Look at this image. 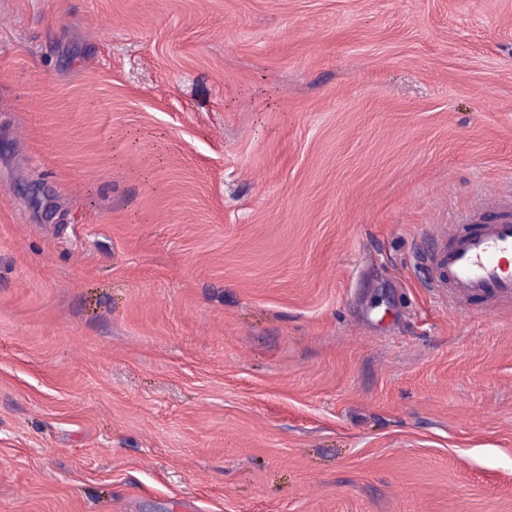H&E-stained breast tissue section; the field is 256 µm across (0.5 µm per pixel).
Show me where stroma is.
<instances>
[{
	"mask_svg": "<svg viewBox=\"0 0 512 512\" xmlns=\"http://www.w3.org/2000/svg\"><path fill=\"white\" fill-rule=\"evenodd\" d=\"M512 0H0V512H512ZM479 218L493 221L472 229L455 242L441 246L433 261L452 302L471 296L485 298L491 307L512 305V196L483 199Z\"/></svg>",
	"mask_w": 512,
	"mask_h": 512,
	"instance_id": "35a3bbf8",
	"label": "stroma"
}]
</instances>
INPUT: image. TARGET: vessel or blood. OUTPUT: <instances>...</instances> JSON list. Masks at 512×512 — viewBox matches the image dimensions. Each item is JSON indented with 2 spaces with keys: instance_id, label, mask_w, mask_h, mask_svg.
I'll return each instance as SVG.
<instances>
[{
  "instance_id": "1",
  "label": "vessel or blood",
  "mask_w": 512,
  "mask_h": 512,
  "mask_svg": "<svg viewBox=\"0 0 512 512\" xmlns=\"http://www.w3.org/2000/svg\"><path fill=\"white\" fill-rule=\"evenodd\" d=\"M478 210L492 222L441 246L434 264L451 301L478 296L494 308L512 305V196L487 197Z\"/></svg>"
}]
</instances>
